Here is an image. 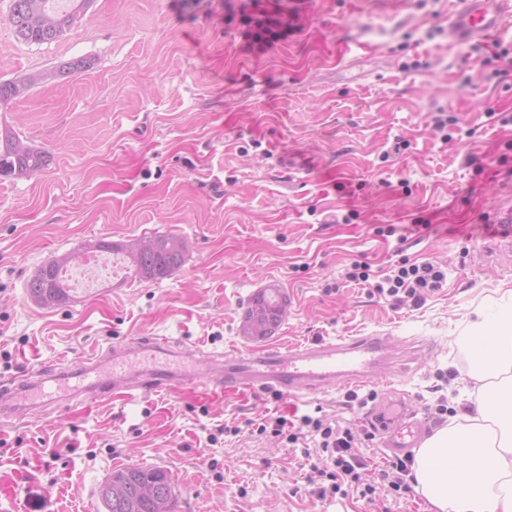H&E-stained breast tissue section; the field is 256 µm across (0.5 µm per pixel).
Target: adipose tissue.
Returning a JSON list of instances; mask_svg holds the SVG:
<instances>
[{
  "label": "adipose tissue",
  "mask_w": 512,
  "mask_h": 512,
  "mask_svg": "<svg viewBox=\"0 0 512 512\" xmlns=\"http://www.w3.org/2000/svg\"><path fill=\"white\" fill-rule=\"evenodd\" d=\"M479 390L464 425L417 449V490L435 512H512V308L484 315L469 338Z\"/></svg>",
  "instance_id": "1"
}]
</instances>
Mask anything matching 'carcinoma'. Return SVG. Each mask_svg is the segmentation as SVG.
<instances>
[{"mask_svg":"<svg viewBox=\"0 0 512 512\" xmlns=\"http://www.w3.org/2000/svg\"><path fill=\"white\" fill-rule=\"evenodd\" d=\"M55 0H11L9 20L17 38L27 43H51L59 40L83 15L93 0H67L63 8ZM31 88L27 77L0 82V106L5 107L25 95ZM17 134L9 127L0 129V176L23 175L26 170L43 169L49 155L34 149L19 155L13 147ZM153 246L139 252H123L129 268L141 281H158L178 269L186 251L178 234L152 237ZM288 297L278 288L258 293L247 308L244 321L255 317L263 324L261 338L275 332ZM99 499L105 512H173L174 483L170 473L156 466L131 465L112 471L99 488Z\"/></svg>","mask_w":512,"mask_h":512,"instance_id":"carcinoma-1","label":"carcinoma"}]
</instances>
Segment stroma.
Listing matches in <instances>:
<instances>
[{
	"label": "stroma",
	"mask_w": 512,
	"mask_h": 512,
	"mask_svg": "<svg viewBox=\"0 0 512 512\" xmlns=\"http://www.w3.org/2000/svg\"><path fill=\"white\" fill-rule=\"evenodd\" d=\"M461 0H93L58 41L29 44L0 0V81L88 58L0 112L49 165L0 178V384L42 380L39 406L0 425V512H103L112 470L152 465L174 512H433L420 493L318 499L316 441L292 448L252 425L322 411L365 426L370 395L403 392L429 431L464 422L478 389L466 338L512 291L477 253L512 201V27L453 43ZM296 14L264 53L243 13ZM181 235L182 265L43 308L26 283L87 241ZM436 261L442 288L395 307L348 282L353 262ZM288 296L269 341L387 337L379 379L288 398L188 388L101 405L52 376L94 348L166 339L205 354L257 348L240 328L261 289ZM408 373H400V359ZM446 422L434 420L438 398ZM217 444H209L210 435Z\"/></svg>",
	"instance_id": "obj_1"
}]
</instances>
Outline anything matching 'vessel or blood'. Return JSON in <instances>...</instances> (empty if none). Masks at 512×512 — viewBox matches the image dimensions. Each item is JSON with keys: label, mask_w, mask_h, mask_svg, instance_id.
<instances>
[{"label": "vessel or blood", "mask_w": 512, "mask_h": 512, "mask_svg": "<svg viewBox=\"0 0 512 512\" xmlns=\"http://www.w3.org/2000/svg\"><path fill=\"white\" fill-rule=\"evenodd\" d=\"M512 20V0H462L461 9L448 24L451 41L481 40L500 31ZM384 339L380 336H362L341 342L319 341L304 347L264 348L225 358H209V375L199 370L200 358H192L190 366L169 369H145L133 373L122 372L120 366L129 355L125 346H116L111 356L95 353L86 358L74 373L73 393L83 394L99 403H108L117 397L136 392L177 391L185 387L215 388L228 396L277 391L283 396L294 395L300 389L318 390L326 386H359L374 381L379 375L383 358ZM111 359L112 376L99 372L104 359ZM27 379L15 380L10 387L0 390V401L8 412L23 409L20 395L30 391ZM385 404L372 406L370 421L383 435L382 446L397 456L415 447L424 428L418 421H405L403 414L393 416L385 412Z\"/></svg>", "instance_id": "obj_1"}]
</instances>
